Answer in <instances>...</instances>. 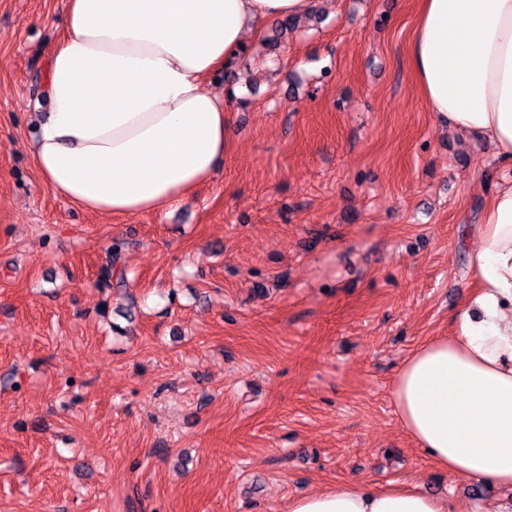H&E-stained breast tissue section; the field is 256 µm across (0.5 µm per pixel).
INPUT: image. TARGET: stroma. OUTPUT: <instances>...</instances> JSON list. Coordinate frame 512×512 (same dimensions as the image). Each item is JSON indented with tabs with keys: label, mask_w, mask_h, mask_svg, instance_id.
I'll use <instances>...</instances> for the list:
<instances>
[{
	"label": "stroma",
	"mask_w": 512,
	"mask_h": 512,
	"mask_svg": "<svg viewBox=\"0 0 512 512\" xmlns=\"http://www.w3.org/2000/svg\"><path fill=\"white\" fill-rule=\"evenodd\" d=\"M67 0H0V512H287L348 484L512 512L400 424L403 360L451 317L503 169L428 110L417 0L268 20L223 94L230 148L164 213L105 217L31 159ZM120 242L127 285H96Z\"/></svg>",
	"instance_id": "stroma-1"
}]
</instances>
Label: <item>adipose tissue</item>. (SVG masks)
<instances>
[{"label":"adipose tissue","mask_w":512,"mask_h":512,"mask_svg":"<svg viewBox=\"0 0 512 512\" xmlns=\"http://www.w3.org/2000/svg\"><path fill=\"white\" fill-rule=\"evenodd\" d=\"M408 66L430 112L512 166V0H419ZM314 0H68L36 114L33 164L55 195L107 216L161 212L220 169L230 137L204 84L243 56L264 21ZM472 286L450 335L402 363L391 396L441 469L512 487V180L488 201L468 254ZM288 512H454L403 487L347 485Z\"/></svg>","instance_id":"ef3b65f1"}]
</instances>
